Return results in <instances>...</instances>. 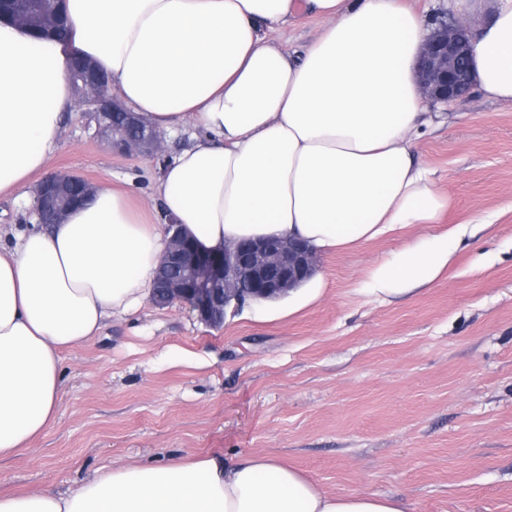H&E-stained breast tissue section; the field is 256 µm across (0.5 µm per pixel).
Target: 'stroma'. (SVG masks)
Listing matches in <instances>:
<instances>
[{"label": "stroma", "instance_id": "35a3bbf8", "mask_svg": "<svg viewBox=\"0 0 512 512\" xmlns=\"http://www.w3.org/2000/svg\"><path fill=\"white\" fill-rule=\"evenodd\" d=\"M493 0H417L425 33L476 27ZM418 142L451 200L460 240L447 272L406 297L362 292L369 269L419 224L319 256V296L245 304L224 324L145 303L63 355L56 422L0 461V493L66 492L102 468L269 456L322 492L403 500L409 512H512V103L470 93L438 103ZM118 155L71 109L48 168L131 192L147 205L164 162ZM31 197L0 198V246L36 228Z\"/></svg>", "mask_w": 512, "mask_h": 512}]
</instances>
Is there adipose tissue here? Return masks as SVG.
<instances>
[{
    "label": "adipose tissue",
    "mask_w": 512,
    "mask_h": 512,
    "mask_svg": "<svg viewBox=\"0 0 512 512\" xmlns=\"http://www.w3.org/2000/svg\"><path fill=\"white\" fill-rule=\"evenodd\" d=\"M66 40L35 42L0 23V195H22L73 105L74 56L93 60L158 131L189 124L194 144L163 168L157 206L97 188L62 223L0 249V459L56 421L62 354L151 293L167 220L201 249L267 237L342 251L439 225L368 272L389 298L434 282L458 226L417 157L433 124L417 87L424 44L414 0H66ZM323 25L301 50L268 29ZM473 87L512 103V0L471 37ZM0 512H407L404 501L321 492L267 456L118 465L67 492L0 494Z\"/></svg>",
    "instance_id": "ef3b65f1"
}]
</instances>
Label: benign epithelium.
Wrapping results in <instances>:
<instances>
[{
    "instance_id": "1",
    "label": "benign epithelium",
    "mask_w": 512,
    "mask_h": 512,
    "mask_svg": "<svg viewBox=\"0 0 512 512\" xmlns=\"http://www.w3.org/2000/svg\"><path fill=\"white\" fill-rule=\"evenodd\" d=\"M0 17L25 24L29 15L43 11L45 0H25L27 9ZM426 101L448 103L464 99L472 89L470 43L467 28L457 19L439 25L425 41L417 69ZM68 79L72 91L89 107L96 135L121 154L155 155L163 137L144 123L116 96L109 79L89 59L75 64ZM92 190V182L76 175L52 172L34 189L32 210L40 224H58L79 196ZM166 250L156 269L151 300L157 306L188 305L200 321L220 327L228 309L245 303L272 301L308 281L316 271V253L307 244L288 238L228 243L220 253L203 252L169 222Z\"/></svg>"
}]
</instances>
